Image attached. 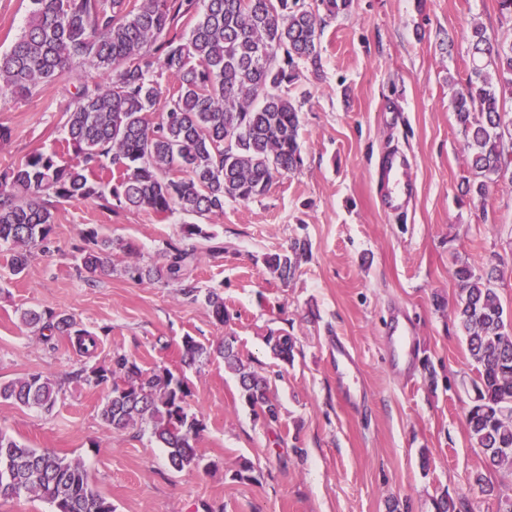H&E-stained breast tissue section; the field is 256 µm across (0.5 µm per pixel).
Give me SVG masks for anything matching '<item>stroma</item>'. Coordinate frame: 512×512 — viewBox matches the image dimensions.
<instances>
[{
    "label": "stroma",
    "mask_w": 512,
    "mask_h": 512,
    "mask_svg": "<svg viewBox=\"0 0 512 512\" xmlns=\"http://www.w3.org/2000/svg\"><path fill=\"white\" fill-rule=\"evenodd\" d=\"M477 23L512 41V18L497 0H352L326 27L320 75L288 88L301 106L302 167L266 195L196 220L224 253L202 256L192 277L220 289L228 324L175 286L128 279L123 250H113L111 270L96 282L76 270L87 229L133 243L153 264L190 216L160 221L142 210L61 204L47 247L33 249L19 276L9 271V246L0 245V382L41 373L62 383L49 413L0 402V430L81 459L115 512H437L444 497L466 502L468 512H499L512 499V472L489 471L490 493L469 480L484 468L466 425L478 373L452 317L453 270L489 261L504 271L497 288L512 316V173L492 184L486 202L461 193L470 170L452 99L470 73ZM89 73L74 65L68 82L31 97L0 92V126L11 130L0 140V171L63 137L73 83ZM390 145L409 156L417 186L403 223L376 196ZM297 238L311 255L280 280L264 258ZM45 308L98 336L94 353L21 322L24 310ZM395 310L413 322L406 375L390 371L383 355ZM272 331L293 338V364L274 358L266 344ZM227 334L268 377L282 415L267 426L222 359L188 371L190 409L205 426L196 444L211 464L205 472L173 471L149 433L107 431L100 409L108 386L76 376L84 367L111 368L118 353L176 373L184 337L208 346ZM340 340L357 360L343 378L334 358ZM349 385L360 386L361 402H346ZM246 459L258 467L256 479L238 477Z\"/></svg>",
    "instance_id": "1"
}]
</instances>
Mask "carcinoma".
Masks as SVG:
<instances>
[{"label":"carcinoma","instance_id":"cac0c4a2","mask_svg":"<svg viewBox=\"0 0 512 512\" xmlns=\"http://www.w3.org/2000/svg\"><path fill=\"white\" fill-rule=\"evenodd\" d=\"M352 0H30L24 27L0 53V83L21 97L68 79L75 61L96 75L74 86L65 111L63 161L55 151L35 150L0 174V243L13 246L12 275L27 268L30 249L47 241L54 210L62 203L95 202L110 212L138 209L165 219L186 214L224 213L228 201L247 203L303 164L299 141L301 106L288 86L303 71L322 68L321 35L328 21ZM188 26L186 35L178 27ZM472 68L453 97L475 178L464 195L485 201L500 170H512V42H500L476 24L471 29ZM167 78V87L159 79ZM206 234L183 227V240L170 244L160 264L134 261L124 272L175 283L195 302L204 297L216 322L230 314L215 288L190 279ZM78 270L87 280L112 263L114 243L84 233ZM309 245L296 239L283 253L265 257L283 281L295 275ZM460 289L453 310L477 364V399L467 414L472 447L488 467L512 471V322H507L495 283L498 265L477 273L469 265L453 271ZM27 325L68 337L86 355L98 337L53 309L26 310ZM274 355L293 361L295 344L286 334L266 338ZM216 352L239 381L241 396L269 424L280 409L267 378L244 362L235 337L213 349L187 336L181 363L196 366ZM112 370L92 368L85 381L111 382L100 410L112 432L139 427L166 449L172 469L210 468L196 452L203 422L190 412L185 377L158 366L142 370L124 354ZM61 383L40 373L0 383V400L50 412ZM32 495L53 512H114L112 501L91 482L84 463L39 450L0 431V496Z\"/></svg>","mask_w":512,"mask_h":512}]
</instances>
